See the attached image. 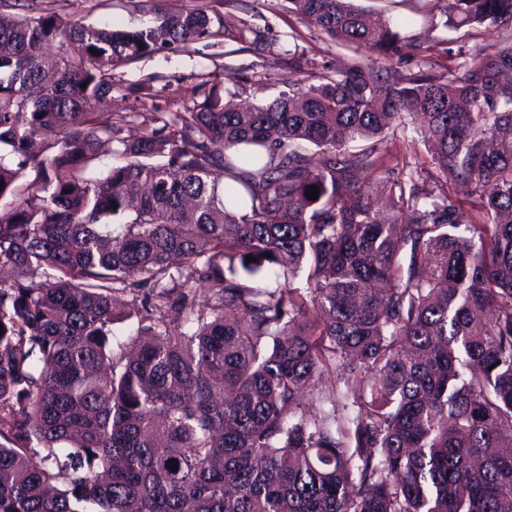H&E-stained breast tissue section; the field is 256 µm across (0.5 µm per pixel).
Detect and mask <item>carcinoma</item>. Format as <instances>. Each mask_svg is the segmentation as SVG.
<instances>
[{
    "label": "carcinoma",
    "mask_w": 512,
    "mask_h": 512,
    "mask_svg": "<svg viewBox=\"0 0 512 512\" xmlns=\"http://www.w3.org/2000/svg\"><path fill=\"white\" fill-rule=\"evenodd\" d=\"M285 2L403 48L352 0ZM445 2L512 26V0ZM150 12L0 0V512H512V34L450 80L355 62L105 116L116 66L222 25ZM407 117L433 169L360 180ZM150 0H60L54 7L72 21L82 20L129 28L148 18ZM60 6V7H58Z\"/></svg>",
    "instance_id": "cac0c4a2"
}]
</instances>
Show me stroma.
I'll use <instances>...</instances> for the list:
<instances>
[{"mask_svg":"<svg viewBox=\"0 0 512 512\" xmlns=\"http://www.w3.org/2000/svg\"><path fill=\"white\" fill-rule=\"evenodd\" d=\"M188 5L206 6L219 14V35L193 45L191 50H166L132 63L119 64L114 77L122 87L113 91L106 104L109 112H152L163 108L181 111L191 101L203 100L212 86L223 95L258 103L282 89L284 81H296L301 71L335 72L355 61H375L374 53L354 50L307 28L288 12L282 0H187ZM148 0H59L60 12L69 19L116 28H129L144 19ZM433 21L401 28L407 47L394 55L389 67L401 74L417 71L419 48L429 49L440 65L460 62L462 54L476 53L503 35V28L444 27L438 0H433ZM267 30L270 46L252 43L251 30ZM295 56H288L289 44ZM139 88V96L127 95L126 87Z\"/></svg>","mask_w":512,"mask_h":512,"instance_id":"1","label":"stroma"}]
</instances>
